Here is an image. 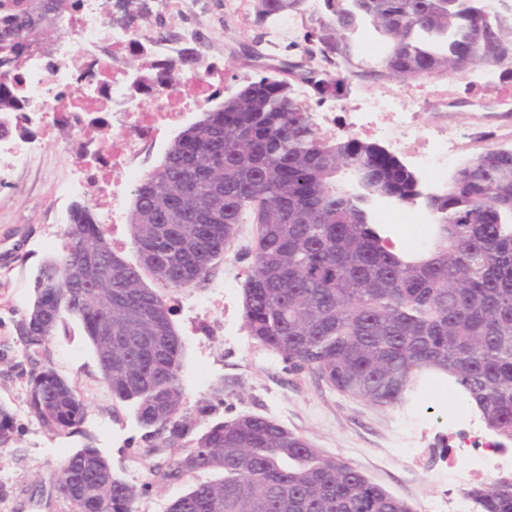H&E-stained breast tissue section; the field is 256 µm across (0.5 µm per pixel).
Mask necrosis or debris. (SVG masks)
I'll use <instances>...</instances> for the list:
<instances>
[{"label": "necrosis or debris", "mask_w": 512, "mask_h": 512, "mask_svg": "<svg viewBox=\"0 0 512 512\" xmlns=\"http://www.w3.org/2000/svg\"><path fill=\"white\" fill-rule=\"evenodd\" d=\"M28 4L0 0V49L20 60L16 69L0 70V96L12 102L0 111V189L10 188L18 174L41 169L59 128L80 139L87 127L99 126L101 135L72 156V173L54 181L53 194L60 202L86 195L104 200V222L119 230L125 197L141 179L148 148L212 92L213 73L196 78L177 68L187 46L203 41V29L187 24L147 35L136 23L143 5L164 20L184 12L186 0H58L54 21L62 35L48 45L32 35L18 42L7 20ZM133 53L145 57L152 82L131 76L127 58ZM416 105L415 96L384 85L361 92L359 109L347 120L319 113L315 130L324 141L344 133L387 144L418 175L424 193L439 194L448 188L449 166L482 143V126L474 124L463 145L441 125L419 130ZM236 280L235 270L227 269L223 280L208 281L209 295L182 292L179 307L203 328L223 321ZM448 432L458 441L451 467L459 485L512 476V449L488 438L479 419L450 422Z\"/></svg>", "instance_id": "4bbe7bcc"}]
</instances>
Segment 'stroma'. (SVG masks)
<instances>
[{
	"instance_id": "35a3bbf8",
	"label": "stroma",
	"mask_w": 512,
	"mask_h": 512,
	"mask_svg": "<svg viewBox=\"0 0 512 512\" xmlns=\"http://www.w3.org/2000/svg\"><path fill=\"white\" fill-rule=\"evenodd\" d=\"M212 23L221 27L223 44L204 42L203 64L221 70V97H228L254 78L253 62L239 51L262 30L254 23L252 5L225 18L224 0H205ZM497 79L473 81L470 72L455 75L454 102L430 98V80L407 81L419 99V124L427 126L435 112L447 111L451 131L463 132L472 111H493L498 100H512V58L496 65ZM366 71L349 77L339 95L310 94L303 107L310 113L343 114L358 109L360 84ZM71 138L58 134L47 151L40 174L19 176L13 189L0 191V404L10 409L15 429L12 441L0 447V512H69L59 492V464L64 455L84 446L98 448L119 477L146 448L144 431L134 410L112 397L103 382L94 350L77 318L67 316L43 354L55 370L74 383L85 400L86 419L80 432L55 435L27 408L26 381L33 367L15 334V322L33 300L32 275L56 254L68 222L51 191L54 178L66 172L64 146ZM234 333L216 327L207 351L182 313L172 320L183 345L181 378L184 407L201 422L263 415L305 437L327 456L339 458L370 481L407 501L413 512H431L441 500L456 497L458 487L448 467L454 443L448 437V411L473 409L457 403L448 384L429 385L418 402L381 408L347 398L311 373H295L271 351L245 335L241 292L233 294ZM223 386V399L214 389ZM201 475L158 483L152 476L137 481L136 512H167Z\"/></svg>"
}]
</instances>
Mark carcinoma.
<instances>
[{
  "mask_svg": "<svg viewBox=\"0 0 512 512\" xmlns=\"http://www.w3.org/2000/svg\"><path fill=\"white\" fill-rule=\"evenodd\" d=\"M256 25L302 0H253ZM477 0H326L329 17L303 38L302 54L350 62L347 35L367 21L382 39L381 66L417 79L484 64L508 44L486 26ZM299 65H268L224 99L222 112L184 129L163 162L134 187L129 221L139 263H128L75 203L61 251L33 280L15 331L31 361L68 314L79 319L102 379L129 402L147 453L175 448L161 482L220 471L168 512H412L403 499L303 436L255 414L201 426L183 409L182 343L172 309L143 273L172 291L205 283L248 219L257 225L242 288L249 335L294 372L308 371L353 400L394 408L446 382L501 444L512 443V151L489 148L458 168L448 191L422 195L398 157L358 137L318 138L292 97ZM345 70L306 65L300 80L333 94ZM423 205L434 217L425 245L395 249L372 203ZM112 307V337L102 333ZM30 413L56 434L80 432L86 404L52 366L30 372ZM13 415L0 405V446ZM72 512H135L137 489L85 446L60 463ZM478 512H512V482L467 492Z\"/></svg>",
  "mask_w": 512,
  "mask_h": 512,
  "instance_id": "cac0c4a2",
  "label": "carcinoma"
}]
</instances>
